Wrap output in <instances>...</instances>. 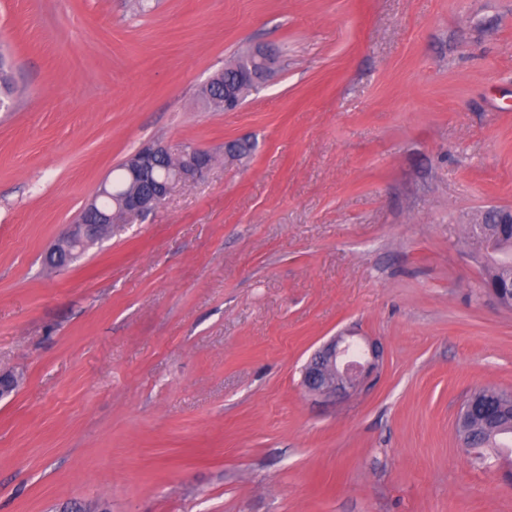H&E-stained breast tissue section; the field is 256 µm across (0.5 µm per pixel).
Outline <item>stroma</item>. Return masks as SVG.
Listing matches in <instances>:
<instances>
[{"instance_id":"35a3bbf8","label":"stroma","mask_w":512,"mask_h":512,"mask_svg":"<svg viewBox=\"0 0 512 512\" xmlns=\"http://www.w3.org/2000/svg\"><path fill=\"white\" fill-rule=\"evenodd\" d=\"M131 4L0 0V512H512V462L479 468L455 431L473 392H512V309L470 232L512 209V0ZM253 44L285 67L206 109ZM148 142L212 168L47 270ZM344 331L378 366L308 393ZM227 68L224 70L223 74L216 78L209 90L202 88L200 94L206 105L224 112L234 110L233 107L229 110H224L223 104L224 102L227 104L232 101L236 94V88L229 86H225L224 88V83L234 81L236 79V75L234 73L226 72ZM354 336L338 335L316 350L302 371V383L315 395L336 397L348 389L357 388L364 378L378 365L380 350L373 341L367 342V351L353 339ZM353 345L360 346L361 360L348 356ZM369 355L370 359L364 357Z\"/></svg>"}]
</instances>
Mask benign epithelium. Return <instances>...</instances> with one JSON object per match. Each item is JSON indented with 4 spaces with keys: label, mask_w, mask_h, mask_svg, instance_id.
Segmentation results:
<instances>
[{
    "label": "benign epithelium",
    "mask_w": 512,
    "mask_h": 512,
    "mask_svg": "<svg viewBox=\"0 0 512 512\" xmlns=\"http://www.w3.org/2000/svg\"><path fill=\"white\" fill-rule=\"evenodd\" d=\"M276 53L267 46H255L238 62L241 80L257 89L275 72ZM169 152L159 144L139 148L126 161V170L131 176V187L119 198L117 205L127 217L136 218L155 209L178 185L194 184L211 169L212 157L193 148L182 151L175 157L176 165L171 175L157 183L150 192L137 190L136 178L143 176L154 165L155 159ZM114 215L103 210L95 202L86 207L78 220L69 225L58 242L48 250L46 257L59 266L72 263L82 249L93 241H99L112 229ZM492 224H511L512 209H489L480 223L471 226V234L483 244L490 257L500 262L509 255L504 253L507 245L501 237L490 230ZM357 344L351 336L338 335L316 350L302 371V383L306 389L319 396L334 397L349 389L357 388L364 378L378 365L380 350L376 343L367 342L369 358L352 360L350 348Z\"/></svg>",
    "instance_id": "1"
}]
</instances>
